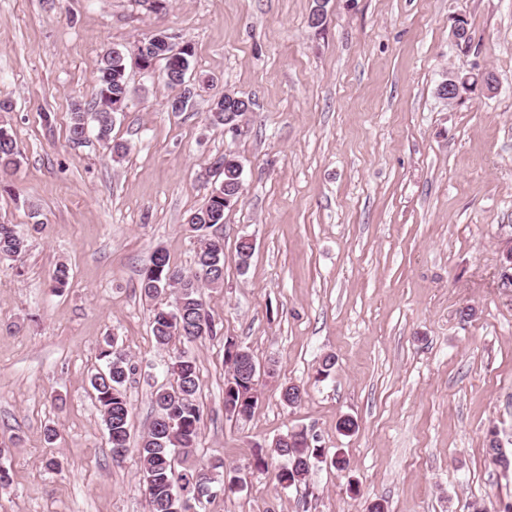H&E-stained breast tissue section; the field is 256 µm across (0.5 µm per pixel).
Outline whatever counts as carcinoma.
I'll return each mask as SVG.
<instances>
[{
    "label": "carcinoma",
    "mask_w": 512,
    "mask_h": 512,
    "mask_svg": "<svg viewBox=\"0 0 512 512\" xmlns=\"http://www.w3.org/2000/svg\"><path fill=\"white\" fill-rule=\"evenodd\" d=\"M192 49L176 54L172 49L155 45V50H147L142 56L143 67L152 68L159 61H164V75L168 87H174L172 75L183 66L191 69ZM127 56L111 49L101 58V65L96 77V93L93 113H71L69 127L70 139L79 143L85 138L88 128L87 116H92L96 123L97 138L119 158L127 154L128 148L121 142L112 140V105L126 103L129 97L127 84ZM241 106L238 101L226 100L213 102L210 108V121L214 125H224V115ZM16 140L11 129L0 125V170H7L17 165ZM226 162L222 183L214 190L219 193L240 194L238 182L242 180L235 158L229 154L219 156ZM224 224V198L209 196L205 203L190 212L185 230L196 238L194 272L187 274L171 264L165 251H160L157 258L142 271L139 282L141 294L155 300L165 290H176L172 307L158 306L154 309L151 327L155 342L161 346L169 345L174 339L194 342L216 334L213 321L206 314L200 288H218L224 284V240H216L213 229ZM27 248L26 238L12 224H0V258L17 259ZM206 285H201V282ZM99 357L105 363L103 372L91 377L101 416L112 448L128 447L130 437V406L126 397L125 384L133 374L135 367L122 350L115 344L106 343ZM253 360L248 350H243L239 360L229 367L230 378L227 384L235 388L227 389L225 394L236 399L248 393V385L239 381L235 371ZM170 381L158 387L152 393L155 417L150 429L144 434L135 448L140 462V476L146 486L151 512H186V501L178 494L177 488H190V493L198 492L206 496L212 487V481L199 486L193 483L196 475L212 473L221 467L215 463L209 467L194 469L185 467L179 471L176 463L187 462L197 448L200 436L202 411L197 404L200 390L199 376L195 359L186 355L174 357L168 368ZM277 456L286 460L278 473L279 483L293 480V485L301 484L296 476L307 477V461L313 455L325 453L323 448H310L305 444V436L298 431L278 439L275 445Z\"/></svg>",
    "instance_id": "cac0c4a2"
}]
</instances>
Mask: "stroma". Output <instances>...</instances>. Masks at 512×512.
Segmentation results:
<instances>
[{"label": "stroma", "instance_id": "1", "mask_svg": "<svg viewBox=\"0 0 512 512\" xmlns=\"http://www.w3.org/2000/svg\"><path fill=\"white\" fill-rule=\"evenodd\" d=\"M0 0V123L19 165L0 173V223L28 240L0 260V461L12 482L0 512H148L135 452L112 460L90 377L106 341L136 367L126 387L131 443L153 419L171 360L195 358L203 411L193 461L246 484L190 501L189 512H512V0ZM471 42L456 45L455 18ZM163 31L193 49L191 104L172 112L160 72L130 65V97L112 135L69 139L89 105L105 49L134 51ZM492 72L446 104V71ZM249 98L241 134L211 102ZM243 164L244 195L225 210L224 284L202 298L216 336L157 346L154 301L139 275L155 249L192 272L184 228L214 187V158ZM254 253L239 269L236 245ZM66 264L68 287L52 288ZM473 309L463 318V309ZM277 376L246 418L224 412V343ZM329 375H318L324 356ZM286 383L303 400H281ZM352 417L356 432L339 421ZM58 436L46 442L44 430ZM301 430L349 464H313L281 488L274 442ZM268 458L267 469L254 467ZM56 468H49V461Z\"/></svg>", "mask_w": 512, "mask_h": 512}]
</instances>
